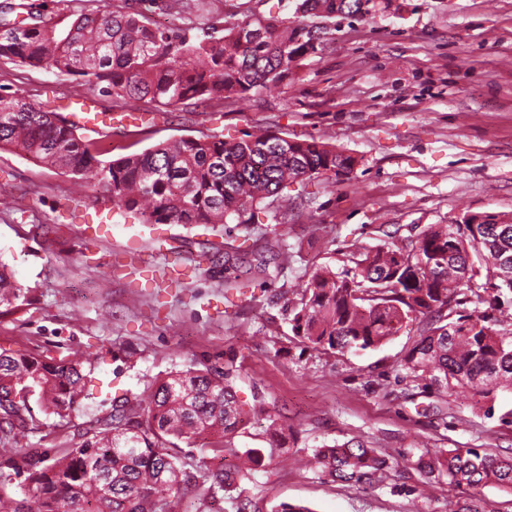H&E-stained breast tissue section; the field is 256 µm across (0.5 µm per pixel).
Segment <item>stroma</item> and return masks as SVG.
Returning <instances> with one entry per match:
<instances>
[{
  "instance_id": "1",
  "label": "stroma",
  "mask_w": 512,
  "mask_h": 512,
  "mask_svg": "<svg viewBox=\"0 0 512 512\" xmlns=\"http://www.w3.org/2000/svg\"><path fill=\"white\" fill-rule=\"evenodd\" d=\"M156 26L222 27L225 17H292L293 0H191L184 13L165 0H113ZM0 88L63 106L89 94L83 81L0 57ZM268 131L315 137L360 160L352 178L301 189L294 220L269 213L232 226V245L262 248L281 234L287 267L239 294L225 291L223 262L212 259L220 233L191 224H145L113 210L103 189L76 190L69 176L19 152L0 149V262L23 294L0 315V347L62 358L95 356L92 394L69 422L39 414L19 443L50 448L72 427L112 410L113 397L138 394L146 380L191 362L241 367V397L262 394L264 412L239 433L237 448L269 445L271 418L283 448L264 457L250 479L251 512L302 504L312 512H446L459 490L431 484L426 497L412 464L381 485L355 487L295 463L300 450L357 437L394 458L427 448L512 453V428L464 392L438 414L436 396L407 388L397 365L413 335L400 334L359 356L307 348L282 306L295 299L313 266L340 267L347 245L379 244L384 232L456 224L472 215L512 214V0H391L366 20L341 21L322 51L294 76L250 97L212 106L170 108L157 125L81 131L108 159L158 143L217 134L233 140ZM88 224L109 225L90 239Z\"/></svg>"
}]
</instances>
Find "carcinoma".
Returning a JSON list of instances; mask_svg holds the SVG:
<instances>
[{
    "label": "carcinoma",
    "mask_w": 512,
    "mask_h": 512,
    "mask_svg": "<svg viewBox=\"0 0 512 512\" xmlns=\"http://www.w3.org/2000/svg\"><path fill=\"white\" fill-rule=\"evenodd\" d=\"M374 0H295L291 19H226L201 34L152 27L137 13L105 5L67 26L32 5L0 11V56L29 68L52 69L83 79L113 98L154 105L149 122L189 100L224 105L288 79L306 56L322 50L336 19L370 17ZM15 150L80 183L94 179L112 205L145 224H254L260 206L278 225L295 216L291 187L323 178L335 185L359 164L345 150L315 137L284 138L268 132L229 142L216 134L162 142L105 161L96 143L46 103L0 93V148ZM381 243H352L343 267L316 265L301 296L285 302L292 332L322 351L363 353L395 336L417 339L400 361L401 380L432 388L441 399L458 390L475 403L512 390V217L473 215L462 224H431L415 235L384 232ZM224 267L248 265L249 277L227 279L241 290L265 281L270 268L288 264V247L266 244L248 252L224 243L214 255ZM481 290L484 310L463 308L466 292ZM22 288L0 269V307L10 311ZM90 358L54 360L43 354L0 352V512H173V498L189 496L208 506L220 500L245 512L250 500L240 483L264 457L263 449L233 455L254 407L235 386V356L224 363H190L154 378L141 394L112 399V412L73 431L48 464L22 470L31 449L16 446L35 427L31 402L68 420L86 397ZM204 435L219 441L185 451ZM309 465L320 476L373 487L399 466L380 448L349 440L314 450ZM422 489L434 481L473 490L450 512H495L476 495L491 484L512 494V455L476 448H435L415 461ZM22 478L24 498L13 493Z\"/></svg>",
    "instance_id": "obj_1"
}]
</instances>
